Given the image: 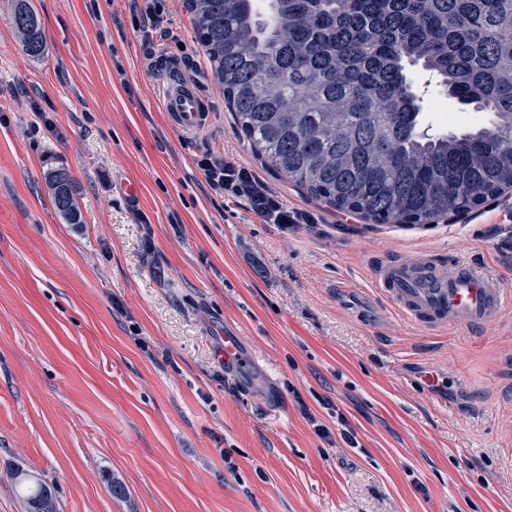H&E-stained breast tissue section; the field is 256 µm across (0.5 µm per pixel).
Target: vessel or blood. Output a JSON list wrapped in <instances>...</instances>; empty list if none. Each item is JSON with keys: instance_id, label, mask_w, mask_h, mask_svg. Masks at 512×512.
Instances as JSON below:
<instances>
[{"instance_id": "b4317fda", "label": "vessel or blood", "mask_w": 512, "mask_h": 512, "mask_svg": "<svg viewBox=\"0 0 512 512\" xmlns=\"http://www.w3.org/2000/svg\"><path fill=\"white\" fill-rule=\"evenodd\" d=\"M178 71V62H166L158 103L173 129L191 136L207 128L210 114L200 91ZM376 283L404 315L425 326L468 329L512 307V291L497 276L461 261L442 268L429 254L379 268Z\"/></svg>"}]
</instances>
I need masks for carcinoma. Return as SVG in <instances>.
<instances>
[{
	"instance_id": "carcinoma-1",
	"label": "carcinoma",
	"mask_w": 512,
	"mask_h": 512,
	"mask_svg": "<svg viewBox=\"0 0 512 512\" xmlns=\"http://www.w3.org/2000/svg\"><path fill=\"white\" fill-rule=\"evenodd\" d=\"M235 126L263 165L316 200L373 224H433L512 189V0H184ZM15 27L45 49L29 0ZM491 115L460 133L417 131L408 66ZM57 211L82 224L72 175L47 177ZM58 512L45 482L19 486Z\"/></svg>"
}]
</instances>
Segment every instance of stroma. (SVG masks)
Wrapping results in <instances>:
<instances>
[{
	"mask_svg": "<svg viewBox=\"0 0 512 512\" xmlns=\"http://www.w3.org/2000/svg\"><path fill=\"white\" fill-rule=\"evenodd\" d=\"M14 3L0 0V512H25L18 468L59 512H512V309L427 329L373 284L430 253L512 290V195L451 222L366 223L254 158L184 0H166L177 39L153 53L129 0H31L37 59ZM166 59L211 103L197 135L158 107ZM207 154L313 223L214 195ZM58 168L83 223L52 202ZM29 2L17 0L14 22L25 54L38 58L45 49V35L41 22Z\"/></svg>",
	"mask_w": 512,
	"mask_h": 512,
	"instance_id": "obj_1",
	"label": "stroma"
}]
</instances>
